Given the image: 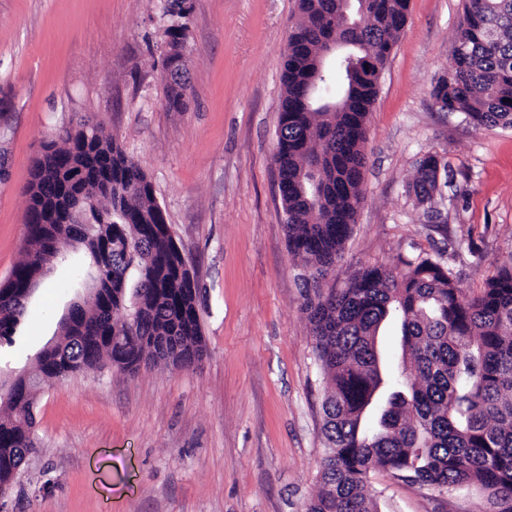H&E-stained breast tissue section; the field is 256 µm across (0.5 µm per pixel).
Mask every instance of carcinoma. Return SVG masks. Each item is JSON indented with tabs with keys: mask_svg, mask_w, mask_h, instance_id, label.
<instances>
[{
	"mask_svg": "<svg viewBox=\"0 0 512 512\" xmlns=\"http://www.w3.org/2000/svg\"><path fill=\"white\" fill-rule=\"evenodd\" d=\"M410 0H299L288 37L274 163L288 251L308 271L303 310L325 382L327 448L303 512H378L369 476L385 470L421 485L480 489L488 512H512V266L468 296L450 270L417 256L402 269L361 267L340 290L323 282L343 257L362 200L366 123L384 66L404 29ZM345 50L318 69L324 46ZM448 76L432 96L477 129L512 127V0H466ZM184 41L169 43L179 70ZM373 61L371 69L365 64ZM336 85V96L323 94ZM186 80L167 81L168 104L184 105ZM438 156L411 184L432 204ZM27 248L0 284V345L12 344L27 313L21 286L83 252L100 292L79 328H61L55 360L13 377L0 397V491L36 448L39 386L105 364L136 375L148 364L188 367L204 355L193 268L176 243L145 173L85 120L50 141L26 189ZM401 327L404 380L390 377L378 349L382 325Z\"/></svg>",
	"mask_w": 512,
	"mask_h": 512,
	"instance_id": "cac0c4a2",
	"label": "carcinoma"
}]
</instances>
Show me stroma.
Listing matches in <instances>:
<instances>
[{
  "instance_id": "stroma-1",
  "label": "stroma",
  "mask_w": 512,
  "mask_h": 512,
  "mask_svg": "<svg viewBox=\"0 0 512 512\" xmlns=\"http://www.w3.org/2000/svg\"><path fill=\"white\" fill-rule=\"evenodd\" d=\"M191 91L168 106L167 0H0V281L25 246L26 196L47 142L92 117L152 184L198 285V366L105 367L44 386L33 452L0 512H301L325 454L324 382L288 251L273 160L281 66L298 0H187ZM464 0H410L367 122L364 199L340 288L363 265L422 255L473 296L512 265V128L477 129L431 92L452 66ZM438 155L453 178L427 218L410 190ZM84 256L46 272L0 378L33 365L88 293ZM379 512H486L481 491L377 470Z\"/></svg>"
}]
</instances>
